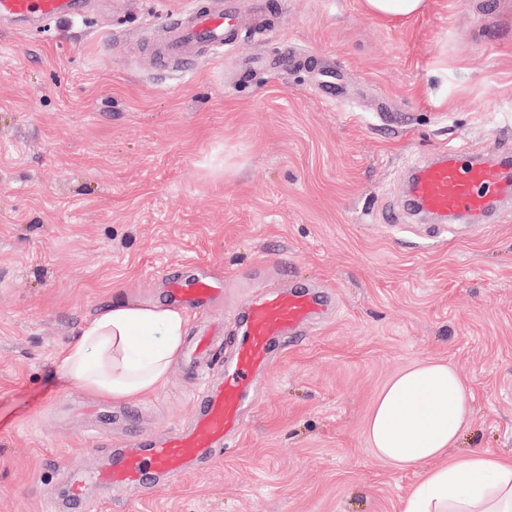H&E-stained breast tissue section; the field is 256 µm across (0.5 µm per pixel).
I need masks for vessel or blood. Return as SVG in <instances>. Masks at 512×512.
<instances>
[{
    "label": "vessel or blood",
    "instance_id": "1",
    "mask_svg": "<svg viewBox=\"0 0 512 512\" xmlns=\"http://www.w3.org/2000/svg\"><path fill=\"white\" fill-rule=\"evenodd\" d=\"M239 0H187L174 17L168 18V39L160 57L168 63H184L189 48L219 53L238 38ZM84 16L82 0H0V20L27 23L30 32H41L45 23L79 20ZM503 176L492 165L468 160L462 147L442 153L423 167L413 185L419 207L442 217L479 214L486 210L490 193ZM219 283L201 277L191 282L172 281L169 296L186 307H202L219 292ZM321 310L319 299L303 293L273 294L249 312L235 365L222 384L204 389L200 411L193 426L157 438L143 452L126 456L99 479L106 484L141 482L156 474L178 475L202 457L216 454L227 433L239 425L240 410L254 372L264 360L274 336H284L302 327Z\"/></svg>",
    "mask_w": 512,
    "mask_h": 512
}]
</instances>
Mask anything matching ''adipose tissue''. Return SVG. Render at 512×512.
<instances>
[{"label":"adipose tissue","mask_w":512,"mask_h":512,"mask_svg":"<svg viewBox=\"0 0 512 512\" xmlns=\"http://www.w3.org/2000/svg\"><path fill=\"white\" fill-rule=\"evenodd\" d=\"M188 324L177 307L113 300L65 348L57 371L95 396L139 399L164 384ZM472 398L468 381L441 360L402 370L377 394L367 442L387 463L417 476L401 512H512V458L457 449Z\"/></svg>","instance_id":"1"}]
</instances>
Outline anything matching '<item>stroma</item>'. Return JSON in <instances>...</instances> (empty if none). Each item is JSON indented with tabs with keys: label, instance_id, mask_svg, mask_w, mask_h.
<instances>
[{
	"label": "stroma",
	"instance_id": "obj_1",
	"mask_svg": "<svg viewBox=\"0 0 512 512\" xmlns=\"http://www.w3.org/2000/svg\"><path fill=\"white\" fill-rule=\"evenodd\" d=\"M180 0H88L49 35L0 22V512H398L415 474L365 430L387 380L444 359L472 391L459 450L512 457V204L431 234L410 174L448 146L512 141V0H427L383 22L361 0H240L236 47L191 72L152 46ZM331 68L343 98L317 89ZM403 211L393 224L389 213ZM223 294L210 381L260 299L324 295L272 337L224 450L133 486L68 478L114 465L199 412L183 361L103 402L55 362L112 298L166 304L171 278Z\"/></svg>",
	"mask_w": 512,
	"mask_h": 512
}]
</instances>
